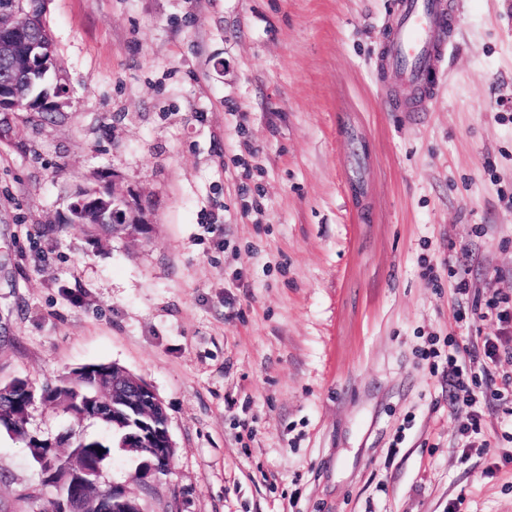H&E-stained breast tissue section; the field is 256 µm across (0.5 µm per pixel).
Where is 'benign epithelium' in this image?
I'll return each mask as SVG.
<instances>
[{"instance_id": "7a95c632", "label": "benign epithelium", "mask_w": 512, "mask_h": 512, "mask_svg": "<svg viewBox=\"0 0 512 512\" xmlns=\"http://www.w3.org/2000/svg\"><path fill=\"white\" fill-rule=\"evenodd\" d=\"M30 0H0V57L14 62L22 60L34 68L48 67L52 55L55 38L52 30L45 28L35 33L32 31V11L27 7ZM55 95L48 98L52 107L62 111L69 103V88L61 73L55 75ZM29 105L15 97L7 86L0 84V141L9 136L12 130L14 115L29 112ZM76 208L70 215L74 224L83 223L82 216L99 207V199L93 192L79 193ZM152 202L145 201L130 188H122L112 183V200L108 208L107 223L124 238H137L139 234L133 226L151 224ZM123 393L120 401L145 420L161 439V447L150 449L144 455L141 466L145 475L156 472L153 459L173 461L174 443L171 439L168 423H156V415L163 403L154 389L142 379H127L122 383ZM93 464L84 455L71 458V469L68 476L66 495L58 494L49 499L45 507L47 512H109L106 507L92 499L85 486L86 475L92 472ZM42 482L51 489L58 488V475L53 466L52 457L46 456L40 463ZM112 508L122 512H141L135 497L131 496L126 486L112 484Z\"/></svg>"}]
</instances>
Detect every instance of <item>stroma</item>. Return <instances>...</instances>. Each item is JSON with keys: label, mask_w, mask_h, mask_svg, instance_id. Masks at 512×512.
Here are the masks:
<instances>
[{"label": "stroma", "mask_w": 512, "mask_h": 512, "mask_svg": "<svg viewBox=\"0 0 512 512\" xmlns=\"http://www.w3.org/2000/svg\"><path fill=\"white\" fill-rule=\"evenodd\" d=\"M449 2L412 112L379 63L397 0H49L70 104L0 141V381L149 383L171 473L103 467L142 512H512V337L476 433L421 356L466 360L512 299V0ZM116 182L149 236L66 223ZM41 489L0 433V512Z\"/></svg>", "instance_id": "stroma-1"}]
</instances>
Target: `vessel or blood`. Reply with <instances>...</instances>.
Here are the masks:
<instances>
[{
	"label": "vessel or blood",
	"instance_id": "vessel-or-blood-1",
	"mask_svg": "<svg viewBox=\"0 0 512 512\" xmlns=\"http://www.w3.org/2000/svg\"><path fill=\"white\" fill-rule=\"evenodd\" d=\"M442 18L440 0H398L396 23L383 48L387 64L425 97L432 93L429 76L439 69L443 58Z\"/></svg>",
	"mask_w": 512,
	"mask_h": 512
}]
</instances>
